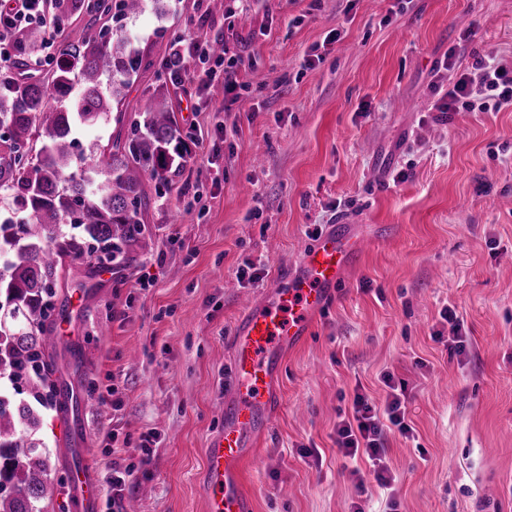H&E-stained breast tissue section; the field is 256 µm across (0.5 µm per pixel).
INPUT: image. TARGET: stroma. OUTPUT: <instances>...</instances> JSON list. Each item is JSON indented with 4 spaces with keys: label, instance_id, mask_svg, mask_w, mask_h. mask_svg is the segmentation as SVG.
<instances>
[{
    "label": "stroma",
    "instance_id": "obj_1",
    "mask_svg": "<svg viewBox=\"0 0 512 512\" xmlns=\"http://www.w3.org/2000/svg\"><path fill=\"white\" fill-rule=\"evenodd\" d=\"M104 25L139 39L129 106L165 74L177 40L220 39L241 60L239 86L176 88L192 158L143 216L147 252L99 269L73 315L83 356L67 382L88 407L65 423L44 417L40 438L69 448L51 462L64 479L43 512H83L67 479L76 457L98 486L97 512H112V467L135 462L149 430L153 459L130 501L207 512L199 473L223 425L240 310L334 224L362 254L284 354L281 404L240 468L254 512H383L368 463L339 452L336 423L355 386L384 403V372L405 385L414 429L388 441L398 512H512V106L438 121L432 71L448 55L459 72L479 57L512 64V0H147L120 22L65 16L55 43ZM249 263L262 281H238ZM447 304L467 358L434 338L451 333ZM94 385L116 387L119 411Z\"/></svg>",
    "mask_w": 512,
    "mask_h": 512
}]
</instances>
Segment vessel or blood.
<instances>
[{
    "instance_id": "1",
    "label": "vessel or blood",
    "mask_w": 512,
    "mask_h": 512,
    "mask_svg": "<svg viewBox=\"0 0 512 512\" xmlns=\"http://www.w3.org/2000/svg\"><path fill=\"white\" fill-rule=\"evenodd\" d=\"M360 254L358 241L342 227H331L304 251L294 277L240 314L230 338L233 391L224 399V425L204 450L208 512H254L253 501L241 486L240 467L264 436L268 416L281 401L283 354L309 334L312 319L335 298ZM72 483L87 512H92L98 487L85 464L73 466Z\"/></svg>"
}]
</instances>
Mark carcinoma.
Returning <instances> with one entry per match:
<instances>
[{
    "label": "carcinoma",
    "instance_id": "cac0c4a2",
    "mask_svg": "<svg viewBox=\"0 0 512 512\" xmlns=\"http://www.w3.org/2000/svg\"><path fill=\"white\" fill-rule=\"evenodd\" d=\"M105 12L140 14L145 0H104ZM62 14L89 10L88 0H57ZM0 77V191L8 192L27 220L19 232L0 224V512H41L57 494L46 443L37 437L43 410L65 417L69 393L53 376L59 362L77 364L82 352L61 347L50 313L69 284L93 290L99 262L121 269L148 247L141 212L149 206L144 180L162 194L172 171L182 167L180 128L168 85L144 96L134 112L124 108V90L141 64L127 38L77 35L56 59L48 77L25 70ZM111 87L103 86L104 79ZM56 96L47 97V84ZM80 97L69 100L73 85ZM102 121L112 136L95 145L98 160L74 169L72 130ZM69 217L77 231L66 233Z\"/></svg>",
    "mask_w": 512,
    "mask_h": 512
}]
</instances>
